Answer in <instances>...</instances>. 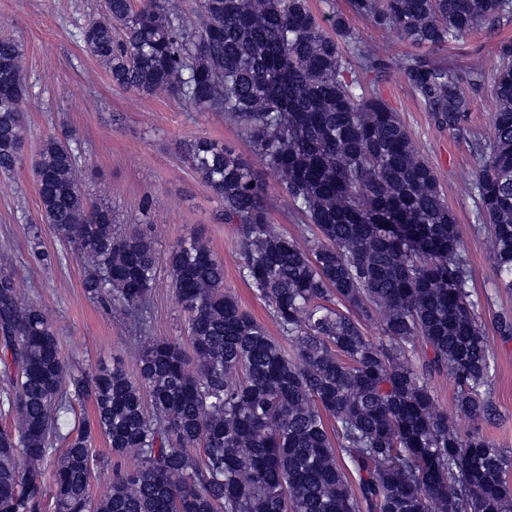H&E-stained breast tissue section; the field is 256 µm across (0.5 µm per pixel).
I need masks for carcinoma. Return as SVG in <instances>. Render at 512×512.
I'll return each instance as SVG.
<instances>
[{"label": "carcinoma", "mask_w": 512, "mask_h": 512, "mask_svg": "<svg viewBox=\"0 0 512 512\" xmlns=\"http://www.w3.org/2000/svg\"><path fill=\"white\" fill-rule=\"evenodd\" d=\"M352 9L416 46L440 49L493 31L512 0H351ZM325 29L308 0H104L81 31L112 81L222 112L308 221L314 244L268 224V185L233 148L183 144L192 168L236 225L242 277L280 338L224 291V260L192 236L167 256L186 315L178 341L149 338L139 376L77 367L48 313L25 303L0 268V512H512V452L437 410L428 381L449 375L458 410L489 419L487 337L468 283L457 224L434 169L397 113L367 92L372 56L341 12ZM490 86V137L474 139V201L493 263L512 290V42ZM23 49L0 36V171L22 161L27 125ZM436 124L468 120L461 66L401 62ZM34 179L43 221L86 266L90 299L145 333L158 257L141 231L118 233L79 187L67 137H48ZM381 320V336L364 326ZM95 415L68 428L75 405ZM115 465L98 495L95 437Z\"/></svg>", "instance_id": "carcinoma-1"}]
</instances>
